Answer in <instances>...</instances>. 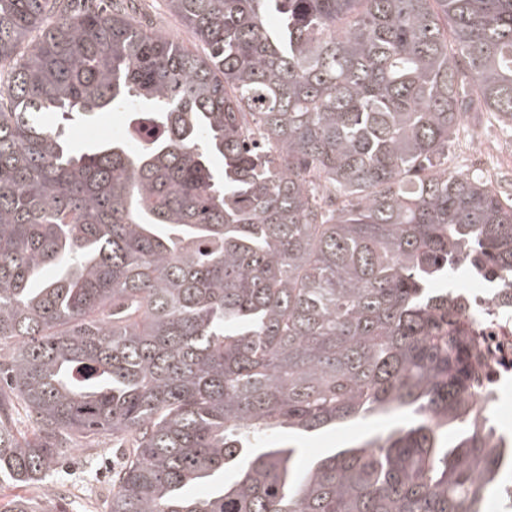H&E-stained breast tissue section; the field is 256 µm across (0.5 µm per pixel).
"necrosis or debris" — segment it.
Here are the masks:
<instances>
[{"label":"necrosis or debris","mask_w":512,"mask_h":512,"mask_svg":"<svg viewBox=\"0 0 512 512\" xmlns=\"http://www.w3.org/2000/svg\"><path fill=\"white\" fill-rule=\"evenodd\" d=\"M465 288L449 289L460 326L480 349L474 364L473 398L499 434L512 426V405L502 392L512 385V288L488 275L469 274Z\"/></svg>","instance_id":"4bbe7bcc"}]
</instances>
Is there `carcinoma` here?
I'll use <instances>...</instances> for the list:
<instances>
[{
	"mask_svg": "<svg viewBox=\"0 0 512 512\" xmlns=\"http://www.w3.org/2000/svg\"><path fill=\"white\" fill-rule=\"evenodd\" d=\"M128 2L0 0V484L110 435L105 512H488L512 443L439 284L512 285V199L444 159L473 104L512 129V0H167L191 49ZM74 112L152 128L79 150ZM393 424L394 421L386 417L369 418L362 423H346L337 426L336 430L301 436L295 441V448H298L304 462H311L335 449L348 448L370 434L389 429Z\"/></svg>",
	"mask_w": 512,
	"mask_h": 512,
	"instance_id": "cac0c4a2",
	"label": "carcinoma"
}]
</instances>
